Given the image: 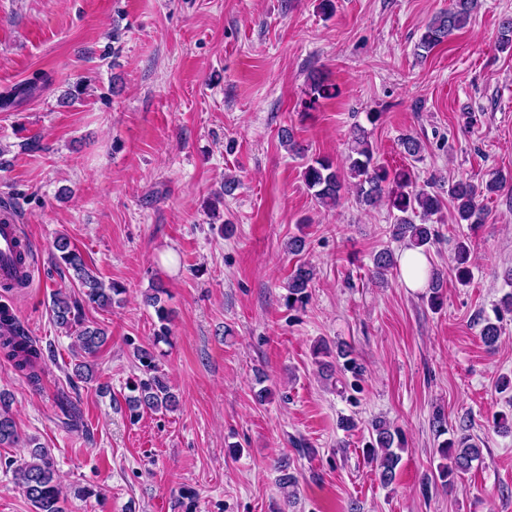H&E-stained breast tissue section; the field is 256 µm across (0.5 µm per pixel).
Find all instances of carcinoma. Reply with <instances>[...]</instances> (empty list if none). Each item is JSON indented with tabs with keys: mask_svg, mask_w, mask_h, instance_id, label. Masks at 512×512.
Wrapping results in <instances>:
<instances>
[{
	"mask_svg": "<svg viewBox=\"0 0 512 512\" xmlns=\"http://www.w3.org/2000/svg\"><path fill=\"white\" fill-rule=\"evenodd\" d=\"M480 6V0H453L448 10L436 15L426 25L416 45L417 56L422 59L427 57L436 46L466 27ZM498 47L502 51L512 50V16L501 20ZM35 89L37 86L26 83L1 92L0 109L19 105ZM399 146L406 158L414 162L420 160L423 145L417 137L405 134L399 139ZM348 150L345 172L340 171L335 162L327 157L314 158L304 166L303 181L318 204L336 206L345 189L351 187L355 191L356 201L363 206L373 207L381 202L387 204L394 215V224L390 225L393 239L403 241L413 249H428L437 236L435 224L441 221L444 208L442 195L418 185L413 168L403 166L391 169L379 163L368 132L362 126L354 127ZM503 183L504 178L498 174L477 183L463 178L451 182L448 185V198L453 203L456 223H485L482 201L500 192ZM54 249L55 259L73 271V279L80 288L82 299L56 291L52 297V319L58 327L76 335L81 361L73 367L72 375L86 383L93 378L88 359L95 357L106 343L107 334L102 328L86 323L82 315V302L109 308L118 301L122 289L114 284L105 285L91 273L82 254L71 244L68 236L58 235L54 240ZM454 262L458 279L468 280L471 275L470 248L466 241L457 243ZM395 265L396 261L388 250L373 257L375 274L378 276L386 275ZM313 279V268L307 264H301L294 270L287 287L288 307L303 306L309 301ZM163 293V285L155 283L146 297L147 304L155 308L159 322L156 336L160 339L166 338L169 333L168 311L161 305ZM428 303L433 308L442 305L440 273L435 271L429 281ZM0 351L33 387H41L43 351L23 322L12 315L5 304H0ZM314 355L327 357V360L319 362L321 373L327 377L336 372L345 378L349 376L353 379L349 386L353 388L363 377V366L344 342L333 346L321 342L314 348ZM135 358L149 376L130 386L132 395L125 398L130 417L137 418L142 409L158 412L176 407V395L164 376L157 374L154 351L149 347H138ZM56 404L65 420L70 423L78 421L77 405L69 394L60 393ZM371 427L370 441L364 448V454L375 463L380 484L387 487L395 481L402 460L403 434L399 428L383 420L373 421ZM19 441L16 422L9 411V396L1 392L0 445H14ZM26 448L28 457L19 461L11 459L6 462V468L11 470L15 484L33 507L32 512H66L63 488L57 480L50 450L40 446L34 438L27 440ZM437 453L440 462L433 478L444 487L462 479L472 470L473 463L481 459V448L469 434L443 442L437 448Z\"/></svg>",
	"mask_w": 512,
	"mask_h": 512,
	"instance_id": "1",
	"label": "carcinoma"
}]
</instances>
